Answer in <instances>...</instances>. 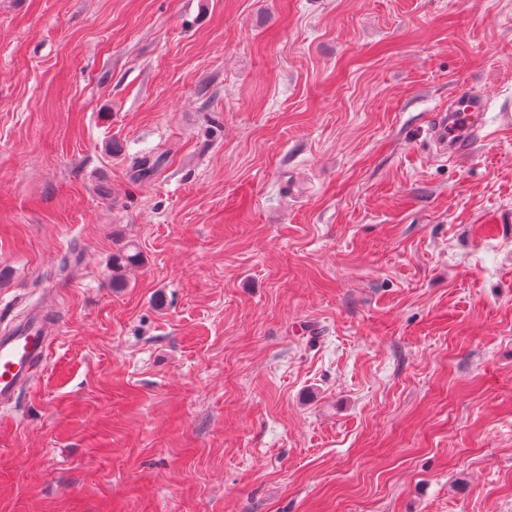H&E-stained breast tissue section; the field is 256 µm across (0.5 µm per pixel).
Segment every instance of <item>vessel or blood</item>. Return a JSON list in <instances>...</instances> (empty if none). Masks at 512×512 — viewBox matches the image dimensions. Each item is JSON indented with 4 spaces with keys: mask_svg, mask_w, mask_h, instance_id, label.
I'll list each match as a JSON object with an SVG mask.
<instances>
[{
    "mask_svg": "<svg viewBox=\"0 0 512 512\" xmlns=\"http://www.w3.org/2000/svg\"><path fill=\"white\" fill-rule=\"evenodd\" d=\"M486 98L467 88L447 108L435 111L428 121V135L438 155L456 160L470 157L484 141ZM50 346L48 318L35 308L0 333V408L14 404L21 389L35 381L36 368Z\"/></svg>",
    "mask_w": 512,
    "mask_h": 512,
    "instance_id": "b4317fda",
    "label": "vessel or blood"
}]
</instances>
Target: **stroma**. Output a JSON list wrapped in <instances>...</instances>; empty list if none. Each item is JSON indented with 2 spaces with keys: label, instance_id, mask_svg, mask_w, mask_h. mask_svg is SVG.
<instances>
[{
  "label": "stroma",
  "instance_id": "35a3bbf8",
  "mask_svg": "<svg viewBox=\"0 0 512 512\" xmlns=\"http://www.w3.org/2000/svg\"><path fill=\"white\" fill-rule=\"evenodd\" d=\"M34 306L0 512H512V0H0V330ZM486 98L472 87L459 92L448 104L430 115L428 135L438 155L455 160L468 158L484 141ZM456 126L463 127L462 132ZM141 260L140 253L133 248L126 249L121 254L112 258V285L113 287H119L124 282L123 272L126 270H132L136 267Z\"/></svg>",
  "mask_w": 512,
  "mask_h": 512
}]
</instances>
